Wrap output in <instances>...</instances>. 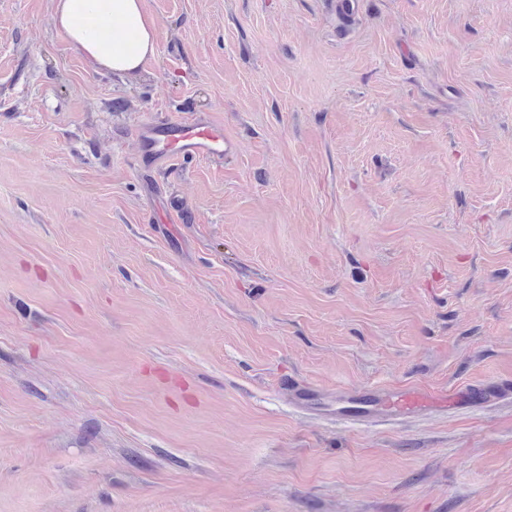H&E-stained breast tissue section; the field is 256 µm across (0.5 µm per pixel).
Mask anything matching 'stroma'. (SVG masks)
<instances>
[{"label": "stroma", "mask_w": 512, "mask_h": 512, "mask_svg": "<svg viewBox=\"0 0 512 512\" xmlns=\"http://www.w3.org/2000/svg\"><path fill=\"white\" fill-rule=\"evenodd\" d=\"M145 0L139 78L0 0V512H512V0ZM238 154L143 164V124ZM347 404L336 410V422L380 425L419 418L436 410L456 411L511 403L512 380L474 383L440 392L421 387L381 391L357 387L341 394Z\"/></svg>", "instance_id": "35a3bbf8"}]
</instances>
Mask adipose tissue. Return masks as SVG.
Wrapping results in <instances>:
<instances>
[{"label": "adipose tissue", "instance_id": "ef3b65f1", "mask_svg": "<svg viewBox=\"0 0 512 512\" xmlns=\"http://www.w3.org/2000/svg\"><path fill=\"white\" fill-rule=\"evenodd\" d=\"M56 30L89 65L120 76L138 73L155 54L153 24L144 0H52ZM111 23L112 40L85 25L87 15Z\"/></svg>", "mask_w": 512, "mask_h": 512}]
</instances>
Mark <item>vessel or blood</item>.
I'll use <instances>...</instances> for the list:
<instances>
[{
	"mask_svg": "<svg viewBox=\"0 0 512 512\" xmlns=\"http://www.w3.org/2000/svg\"><path fill=\"white\" fill-rule=\"evenodd\" d=\"M142 157L173 162L182 158L218 159L234 153L235 143L221 126L190 120L165 126L146 124L136 131ZM335 419L341 423L380 425L418 418L436 410L456 411L512 401V380L474 383L434 392L421 387L382 391L357 387L342 393Z\"/></svg>",
	"mask_w": 512,
	"mask_h": 512,
	"instance_id": "b4317fda",
	"label": "vessel or blood"
}]
</instances>
